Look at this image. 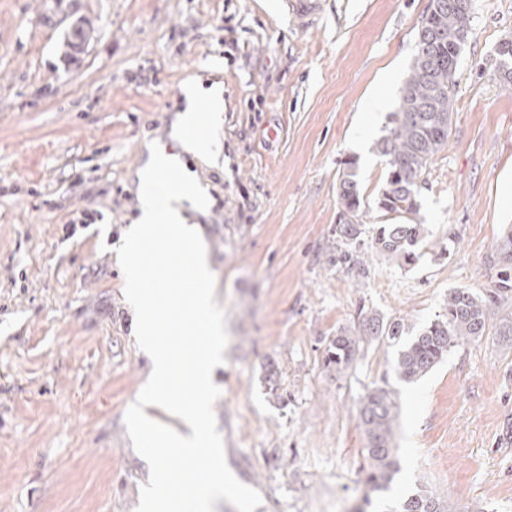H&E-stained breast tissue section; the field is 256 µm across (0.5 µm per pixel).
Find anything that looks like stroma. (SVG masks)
Masks as SVG:
<instances>
[{
    "label": "stroma",
    "instance_id": "35a3bbf8",
    "mask_svg": "<svg viewBox=\"0 0 512 512\" xmlns=\"http://www.w3.org/2000/svg\"><path fill=\"white\" fill-rule=\"evenodd\" d=\"M430 0H320L303 27L283 0H0V512H135L149 468L124 425L149 361L134 338L116 249L137 217L147 144L172 137L184 84L222 90L213 168L185 156L209 206L226 313L213 371L226 461L259 491L255 512H354L362 503L361 398L396 349L363 344L344 372L326 342L359 309L420 328L448 292L497 280L494 245L512 226V85L496 48L512 0H475L445 148L418 196L428 234L413 266L369 251L366 276L329 263L344 161L366 208ZM94 33L71 54L77 18ZM380 95L386 105L364 103ZM280 370L282 396L265 367ZM401 473L388 501L428 489L448 512H512V338L451 348L419 381L394 382Z\"/></svg>",
    "mask_w": 512,
    "mask_h": 512
}]
</instances>
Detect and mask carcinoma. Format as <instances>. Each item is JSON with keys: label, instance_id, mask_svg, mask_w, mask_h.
I'll use <instances>...</instances> for the list:
<instances>
[{"label": "carcinoma", "instance_id": "cac0c4a2", "mask_svg": "<svg viewBox=\"0 0 512 512\" xmlns=\"http://www.w3.org/2000/svg\"><path fill=\"white\" fill-rule=\"evenodd\" d=\"M445 7L433 18L426 39L415 45L410 71L391 115L392 127L376 145L388 163L387 176L376 205L384 221L372 238L374 249L400 267L415 263L427 229L415 222L417 197L432 159L445 147L454 112L457 70L448 66L453 42L448 36L471 32L473 11L465 0H442ZM90 25L74 23L68 38L71 50L78 53L88 40ZM502 58L501 81L512 84V39L505 38L497 50ZM340 213L359 217L366 207L359 190L356 162L348 160L339 176ZM363 225L339 220L332 229L336 249L330 262L347 273L366 275L360 257ZM493 261L499 265L494 287L479 294L468 289L448 292L446 312L410 334V325L399 317L386 320L372 310H358L357 321L341 328L328 340L325 366L343 372L357 360L365 342L382 338L397 348L391 370L404 383H414L448 356V351L463 340L485 335L503 296L512 291V226L498 239ZM359 424L364 432L365 458L368 462L365 483L372 492L392 489L400 463L395 448V420L398 415L394 388L383 384L372 387L360 399ZM387 512H444V505L434 493L419 489L388 505Z\"/></svg>", "mask_w": 512, "mask_h": 512}]
</instances>
